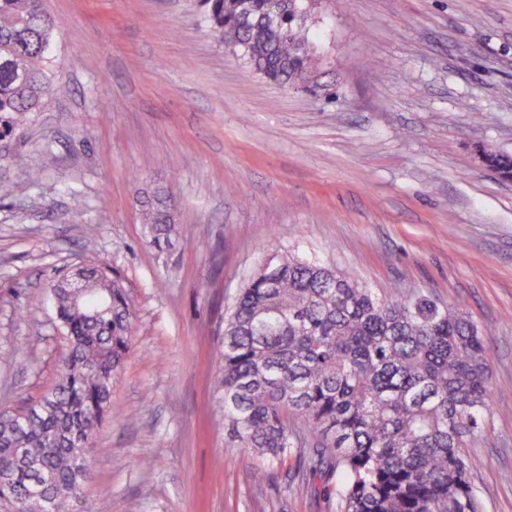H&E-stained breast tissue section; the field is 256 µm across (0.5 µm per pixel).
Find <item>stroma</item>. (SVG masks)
Segmentation results:
<instances>
[{
    "instance_id": "1",
    "label": "stroma",
    "mask_w": 512,
    "mask_h": 512,
    "mask_svg": "<svg viewBox=\"0 0 512 512\" xmlns=\"http://www.w3.org/2000/svg\"><path fill=\"white\" fill-rule=\"evenodd\" d=\"M45 7L68 91L13 139L27 168L0 164V400L51 389L67 340L50 289L94 252L136 320L84 505L338 512L298 454L239 448L214 393L225 310L267 256L296 253L485 329L496 390L472 482L483 512H512V181L478 160L512 156V0H317L306 89L248 72L196 0ZM159 195L178 230L162 255L140 222Z\"/></svg>"
}]
</instances>
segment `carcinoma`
Returning <instances> with one entry per match:
<instances>
[{"instance_id": "1", "label": "carcinoma", "mask_w": 512, "mask_h": 512, "mask_svg": "<svg viewBox=\"0 0 512 512\" xmlns=\"http://www.w3.org/2000/svg\"><path fill=\"white\" fill-rule=\"evenodd\" d=\"M315 0H199L208 31L250 71L283 86L316 64ZM58 23L44 0H0V162L6 146L59 92L51 48ZM148 243L176 235L160 200L143 213ZM81 294L51 301L68 349L49 408L0 406V512H33L35 471L48 477V512H73L87 478L80 449L111 404L134 332L120 278L94 258ZM490 337L461 306L428 294L381 299L336 270L296 254L269 256L224 317L216 380L224 419L255 455L302 454L340 512H483L471 481L493 392ZM300 424L314 437L300 435Z\"/></svg>"}]
</instances>
